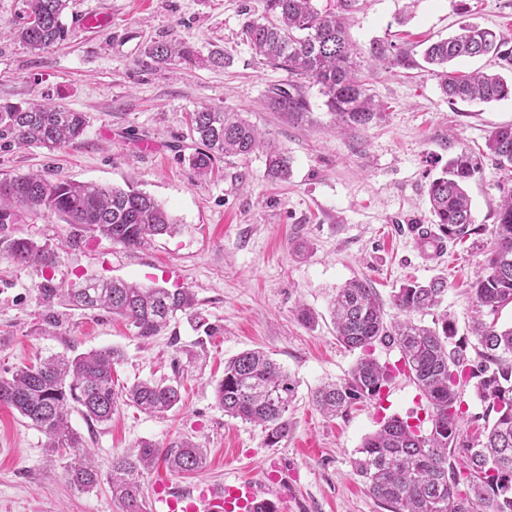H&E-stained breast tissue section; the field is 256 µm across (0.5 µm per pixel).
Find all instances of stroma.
<instances>
[{"mask_svg": "<svg viewBox=\"0 0 512 512\" xmlns=\"http://www.w3.org/2000/svg\"><path fill=\"white\" fill-rule=\"evenodd\" d=\"M20 6L21 0H0V102L49 97L85 113L88 127L77 143L55 151L0 148V178L34 172L131 183L183 229L131 250L75 234L48 211L12 225L14 235L58 247L60 261L45 272L15 265L0 249V374L39 355L114 347L124 353L114 374L119 384H180L182 404L164 416L124 405L105 423L77 411L69 417L104 475L113 455L142 441L164 448L189 439L204 448L206 466L195 475L174 477L160 464L145 471L146 500L160 479L183 487L238 478L262 485L277 471L293 495L288 512H386L354 476L352 459L382 417L424 415L428 408L399 374L381 403L358 402L336 418L315 409L312 392L344 381L359 357L337 341L328 304L337 287L363 278L391 323L399 316L391 304L395 288L444 276L443 306L459 338L470 340V284L484 256L472 242L451 241L442 258L429 259L417 245V228L431 222L429 182L457 152L484 148L491 131L512 124V98L448 103L433 66L392 69L367 49L384 40L419 54L465 20L512 41V0H417L403 24L404 0H358L349 36L362 50L361 76L382 109L366 128L343 133L333 131L313 84L304 87L311 109L302 120L272 110L270 96L287 85L288 74L255 56L241 34L247 16L262 14L263 0H70L62 18L66 39L43 52L9 37ZM93 10L110 13L111 25L77 28L76 18ZM162 39L191 46L197 61L155 62L146 50ZM216 52L225 63H210ZM202 104L243 113L283 146L292 158L288 180L266 179L259 150L198 176L187 162L194 148L189 115ZM482 168L467 192L475 222L490 224L505 174L488 158ZM48 275L70 285L97 277L189 287L224 332L203 341L182 318L172 332L144 341L105 311L47 307L39 286ZM303 306L315 314L314 324L300 320ZM249 349L267 352L298 383L288 437L276 448L265 446L263 427L225 416L214 399L225 361ZM46 446L43 432L0 406V512H122L108 483L88 493L73 489L65 467L77 455L53 456Z\"/></svg>", "mask_w": 512, "mask_h": 512, "instance_id": "stroma-1", "label": "stroma"}]
</instances>
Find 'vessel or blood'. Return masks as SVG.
I'll return each instance as SVG.
<instances>
[{
  "mask_svg": "<svg viewBox=\"0 0 512 512\" xmlns=\"http://www.w3.org/2000/svg\"><path fill=\"white\" fill-rule=\"evenodd\" d=\"M287 501L288 486L283 482L262 486L245 479L231 484H207L189 493L161 482L157 485L154 512H258L266 502L283 512Z\"/></svg>",
  "mask_w": 512,
  "mask_h": 512,
  "instance_id": "obj_1",
  "label": "vessel or blood"
}]
</instances>
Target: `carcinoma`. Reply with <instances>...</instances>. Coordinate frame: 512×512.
<instances>
[{"mask_svg":"<svg viewBox=\"0 0 512 512\" xmlns=\"http://www.w3.org/2000/svg\"><path fill=\"white\" fill-rule=\"evenodd\" d=\"M19 22L12 34L33 51H44L64 40L61 21L69 0H22ZM316 0H265L263 15L244 24L253 53L263 61L288 71L292 81L270 97L276 112L299 117L310 102L303 83L319 86L326 106L342 127L368 126L379 105L358 75L360 50L349 39V14L356 0H336V11L322 12ZM502 34L464 23L455 34L429 44L424 61L439 68L443 94L452 102L492 103L512 98V79L499 73L457 75L448 63L463 57L501 55ZM158 63L175 58L198 59L176 40L153 42L147 49ZM368 55L398 69L416 66L407 48L374 41ZM87 118L62 104L44 102L27 106L0 103V147L39 146L54 150L85 135ZM191 131L200 147L189 165L205 176L216 161L245 158L265 148V176L284 181L291 172V157L284 148L266 143L258 128L237 112L203 106L191 115ZM486 151L501 168L512 165V125L493 130ZM482 170V162L462 150L451 157L440 177L426 190L430 211L440 232L463 241L486 235L485 261L471 288L477 318L472 326L475 357L467 356V343L456 340L458 331L448 313L424 326L416 316L439 306L448 290L447 280L406 284L394 291L392 306L403 319L389 326L375 289L364 279H352L336 289L330 314L336 339L359 349L347 379L321 385L311 395L313 406L326 417L347 412L357 401H377L400 373L417 386L430 409V426L423 421L392 416L367 436L352 460L354 474L369 494L390 512H512V326L499 328L486 317L512 303V187L503 189L495 223L474 225L467 183ZM47 210L80 232L105 237L125 248H139L157 236L181 231L169 212L150 194L128 185L104 187L92 182H52L38 173L0 180V230L18 223L27 213ZM0 243L22 266L52 268L59 251L47 242L4 236ZM44 299L102 309L123 319L140 338L164 332L184 316L206 336L220 332L197 307L191 289L138 287L123 281L90 278L78 288L41 285ZM388 340L400 351L401 365L394 368L371 357L376 341ZM121 360L114 348L78 354H53L24 365L8 376L0 375V405L17 411L42 431L52 455L79 451L78 463L67 470L71 486L90 492L100 486V473L81 434L69 424L70 410L86 420L107 422L122 405L163 415L180 402L172 384L139 381L129 387L115 383L113 373ZM473 384L476 395L496 414L474 444L460 438L463 401L459 388ZM297 384L283 366L261 350L243 351L224 362V377L214 388L224 415L260 425L266 445L274 448L288 438V409ZM163 457L167 469L178 477L190 476L206 464L204 449L190 440L165 449L143 441L136 453L112 457L109 486L123 512H146L141 492L143 471Z\"/></svg>","mask_w":512,"mask_h":512,"instance_id":"1","label":"carcinoma"}]
</instances>
